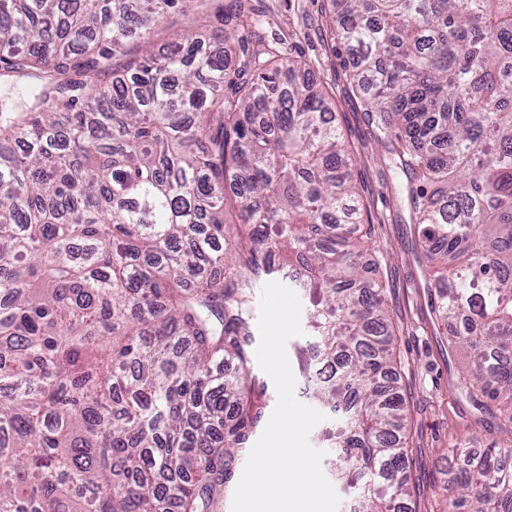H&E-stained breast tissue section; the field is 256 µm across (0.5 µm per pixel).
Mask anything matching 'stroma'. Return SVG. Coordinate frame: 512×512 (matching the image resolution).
<instances>
[{
	"label": "stroma",
	"mask_w": 512,
	"mask_h": 512,
	"mask_svg": "<svg viewBox=\"0 0 512 512\" xmlns=\"http://www.w3.org/2000/svg\"><path fill=\"white\" fill-rule=\"evenodd\" d=\"M266 40L309 67L326 88L333 116L354 152L352 176L371 222L366 260L379 268L397 330L401 382L410 407L408 446L415 512H444L441 471L463 465L459 449L478 452L490 443H512V429L476 409L467 394L465 353L450 346L431 311L433 276L411 222L409 174L390 170L391 153L374 137L363 100L352 86L327 26L330 0H252Z\"/></svg>",
	"instance_id": "stroma-1"
}]
</instances>
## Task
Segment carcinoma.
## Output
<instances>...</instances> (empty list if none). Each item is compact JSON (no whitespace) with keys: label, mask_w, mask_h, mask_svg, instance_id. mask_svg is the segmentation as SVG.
Here are the masks:
<instances>
[{"label":"carcinoma","mask_w":512,"mask_h":512,"mask_svg":"<svg viewBox=\"0 0 512 512\" xmlns=\"http://www.w3.org/2000/svg\"><path fill=\"white\" fill-rule=\"evenodd\" d=\"M190 29L158 55L176 3ZM376 140L412 175L438 327L512 427V0H331ZM144 54L122 70L129 43ZM0 512H213L265 418L254 289L310 295L313 397L352 512H409L394 334L324 92L250 0H0ZM232 362L235 371L224 370ZM505 447L448 512H512Z\"/></svg>","instance_id":"carcinoma-1"}]
</instances>
